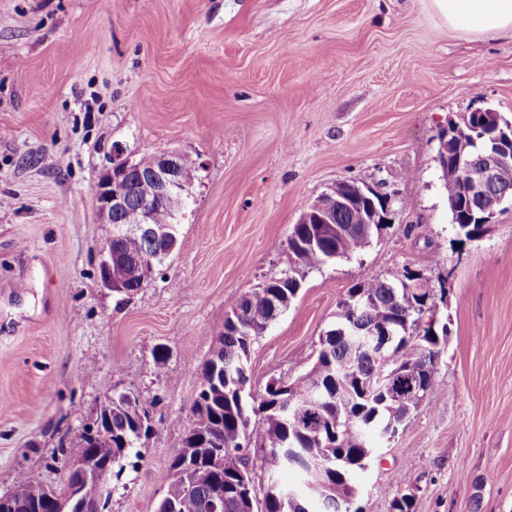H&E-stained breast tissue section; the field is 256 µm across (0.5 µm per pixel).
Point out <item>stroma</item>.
I'll list each match as a JSON object with an SVG mask.
<instances>
[{"mask_svg": "<svg viewBox=\"0 0 512 512\" xmlns=\"http://www.w3.org/2000/svg\"><path fill=\"white\" fill-rule=\"evenodd\" d=\"M485 108L512 121V39L450 30L430 0H0V495L26 472L60 485L99 403L131 391L154 429L109 510L157 512L243 295L302 279L253 344L259 390L311 368L349 288L408 270L448 292L440 383L355 473L356 505L512 512V207L461 239L437 158L449 119ZM117 148L200 165L175 251L129 296L98 285L89 192ZM342 180L387 198L384 229L297 265L293 225Z\"/></svg>", "mask_w": 512, "mask_h": 512, "instance_id": "stroma-1", "label": "stroma"}]
</instances>
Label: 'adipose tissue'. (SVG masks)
Instances as JSON below:
<instances>
[{
    "label": "adipose tissue",
    "instance_id": "ef3b65f1",
    "mask_svg": "<svg viewBox=\"0 0 512 512\" xmlns=\"http://www.w3.org/2000/svg\"><path fill=\"white\" fill-rule=\"evenodd\" d=\"M449 28L512 37V0H431Z\"/></svg>",
    "mask_w": 512,
    "mask_h": 512
}]
</instances>
